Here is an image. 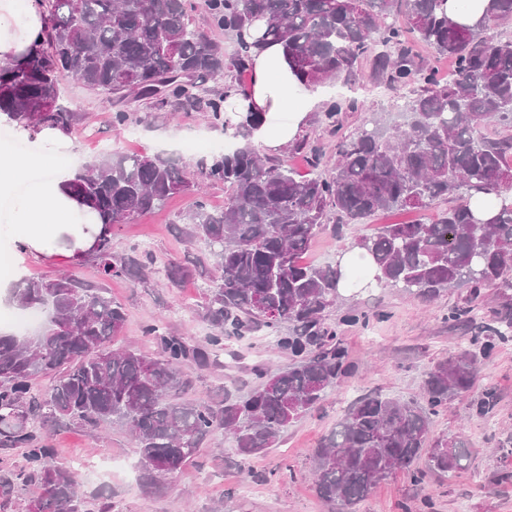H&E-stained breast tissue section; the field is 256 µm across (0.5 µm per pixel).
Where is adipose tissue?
Listing matches in <instances>:
<instances>
[{
    "instance_id": "obj_1",
    "label": "adipose tissue",
    "mask_w": 512,
    "mask_h": 512,
    "mask_svg": "<svg viewBox=\"0 0 512 512\" xmlns=\"http://www.w3.org/2000/svg\"><path fill=\"white\" fill-rule=\"evenodd\" d=\"M42 28L38 0H0V67L17 66L36 51ZM250 67L248 94H230L224 110L234 123L246 113H264L253 141L266 152L277 153L300 135L321 98L315 88L297 79L281 46L254 50ZM66 140L63 130L44 127L34 133L26 153L0 144V153L9 157L8 164L0 167V201L23 251L54 253L70 262L87 252L93 239L84 229L85 217L62 190L72 177L65 163Z\"/></svg>"
}]
</instances>
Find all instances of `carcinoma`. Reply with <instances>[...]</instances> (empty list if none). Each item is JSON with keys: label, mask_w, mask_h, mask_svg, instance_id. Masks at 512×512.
Returning <instances> with one entry per match:
<instances>
[{"label": "carcinoma", "mask_w": 512, "mask_h": 512, "mask_svg": "<svg viewBox=\"0 0 512 512\" xmlns=\"http://www.w3.org/2000/svg\"><path fill=\"white\" fill-rule=\"evenodd\" d=\"M44 14L41 48L20 66L0 69V118L32 130L67 132L77 113L61 96L68 76L118 108L112 125L142 122L129 105L203 112L224 121V74H245L249 41L258 23L261 40L282 45L296 75L309 84L362 81L369 61L375 84L416 85L402 121L371 114L345 134L343 114L362 112L356 98L329 101L321 124L336 136V166L317 172L323 147L305 137L293 145L316 170L303 176L287 161L260 153L252 130L262 121L248 113L235 127L239 145L200 162L205 180L231 194L214 210L196 191L186 167L160 154L112 153L89 164L65 185L79 205L96 212L103 231L92 250L101 280H140L150 260L136 249L112 250V228L192 193L185 234L203 239L216 258L201 317L211 329L203 347L189 345L160 324H149L158 352L111 348L126 314L108 290L75 275L28 277L9 290L18 309H48L31 335L0 332V450L20 448L25 464L0 470V504L28 485L38 495L25 512H87L73 473L53 464L51 431L60 425L123 428L138 448V467L154 484L194 461L217 431L232 439L246 460L273 447L281 433L310 412L349 372L347 353L325 312L339 298L342 258L317 266L303 256L335 217L360 224L377 212L424 211L436 200L456 203L430 221L385 224L361 235L351 248L370 257L371 281L352 287L398 288L431 302L453 288H468L447 320L474 327V351L462 348L434 362L417 398L366 395L344 412L313 452L319 497L355 512L372 489L402 471L416 482L431 472L453 478L467 470L472 449L461 437L436 436L432 416L475 392L479 363L512 333V36L490 35L512 20V0H488L483 23L471 28L448 17L447 0H205L207 27L193 19L194 0H39ZM236 39L237 52L207 28ZM455 65L443 80L424 62L419 45ZM477 194L502 198L498 213L477 217ZM496 287L492 318L473 325L482 289ZM293 357L247 395L220 402L185 397L190 380L181 364L202 366L224 349V338L243 337L256 326ZM288 326V333L281 331ZM49 384L35 391L38 379ZM499 401L484 388L471 401L480 415Z\"/></svg>", "instance_id": "obj_1"}]
</instances>
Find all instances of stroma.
<instances>
[{
	"label": "stroma",
	"instance_id": "obj_1",
	"mask_svg": "<svg viewBox=\"0 0 512 512\" xmlns=\"http://www.w3.org/2000/svg\"><path fill=\"white\" fill-rule=\"evenodd\" d=\"M63 88L69 106L80 115L69 136L70 169L120 152L169 155L192 172L198 161L224 149L223 128L213 127L202 113L183 111L173 117L155 112L145 123L118 128L112 124L113 107L103 97L71 77L64 79ZM191 202V196L180 195L161 210L113 228L115 251L135 248L152 258L143 280L108 283L126 312L114 347L132 342L143 352L155 353L157 347L144 328L156 321L192 346L204 344L210 335L200 311L213 258L205 243L185 236L179 221ZM388 221V216L378 215L361 227L344 226L339 236L323 231L305 259L317 265L333 263L339 247L351 246L356 237L373 233ZM15 263L25 276L51 277L67 268L84 281L98 279L96 262L90 257L66 267L56 258L22 253ZM173 263L192 267L193 275L171 282L166 269ZM463 295L457 289L425 303L396 288L352 289L342 294L325 318L345 347L352 372L328 391L315 410L290 425L267 454L240 460L229 439L218 433L209 437L192 464L167 476L159 488L148 489L141 482L136 443L127 431L71 426L52 433L55 460L64 465L76 458L91 463L113 461L112 470L80 481L88 512H99L106 498L112 512H337L314 491L312 450L354 400L370 392L419 396L421 381L432 364L468 346L469 332L447 322L449 309ZM352 309L370 314L368 325L342 324V317ZM291 361L288 352L267 340L265 330L228 338L219 363L185 362L183 371L192 382L188 395L213 400L236 397L257 384V370L274 373ZM479 382L494 386L499 394L492 414L477 415L469 400L462 399L441 410L432 422L434 434L465 433L476 450L468 470L452 480L430 474L419 483L396 473L373 489L359 512H512V480L497 479L503 470L512 471V457L501 454L512 446V339L481 363Z\"/></svg>",
	"mask_w": 512,
	"mask_h": 512
}]
</instances>
